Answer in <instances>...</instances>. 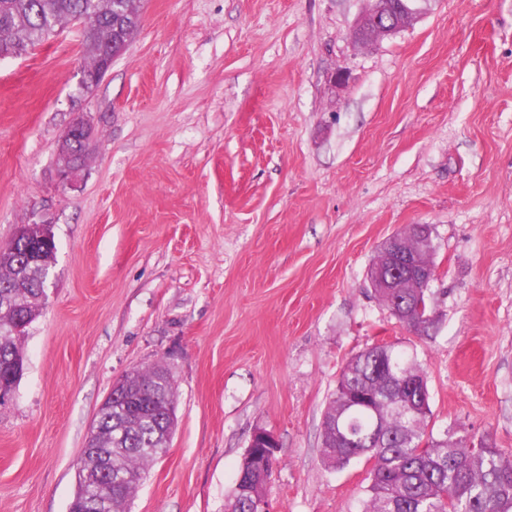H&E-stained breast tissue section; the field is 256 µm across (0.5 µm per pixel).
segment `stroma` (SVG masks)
I'll return each instance as SVG.
<instances>
[{"instance_id":"1","label":"stroma","mask_w":512,"mask_h":512,"mask_svg":"<svg viewBox=\"0 0 512 512\" xmlns=\"http://www.w3.org/2000/svg\"><path fill=\"white\" fill-rule=\"evenodd\" d=\"M367 0H141L92 92L84 30L0 59V246L52 226L46 304L0 406V512H68L96 413L134 368L175 382L177 427L127 512H225L254 430L268 512H361L370 465L322 459L352 355L391 343L426 372L434 437L512 456V0H418L372 44ZM94 137L63 186L61 139ZM432 230L431 337L368 270ZM22 238L24 241L35 240L44 243H50L54 241V235L51 230L50 224H43L37 222H28L27 224H20L16 227L14 236L5 248L0 247V251H4L12 246L15 242ZM257 448L263 451V459L261 461V464L263 465L266 458H271L276 452L278 444L271 433L265 430H257L252 434L246 449L245 459L247 461H253L258 458V456L255 455V450Z\"/></svg>"}]
</instances>
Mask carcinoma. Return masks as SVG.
<instances>
[{"label": "carcinoma", "mask_w": 512, "mask_h": 512, "mask_svg": "<svg viewBox=\"0 0 512 512\" xmlns=\"http://www.w3.org/2000/svg\"><path fill=\"white\" fill-rule=\"evenodd\" d=\"M114 0H0V49L26 53L73 18L85 25L84 59L92 65L101 43L112 47L137 30L139 12H130V28L114 25ZM423 264L435 274L431 235L415 227L405 231ZM30 245L0 254V295L7 292L16 265L27 259ZM40 278L18 294L14 306L0 307V328L25 315L28 305L42 306ZM401 323L420 337L430 336V283L408 288L374 289ZM24 370L20 337L0 342V381ZM160 367L134 369L112 387L101 406L98 430L87 440L85 467L78 473L69 512H125L146 468L164 452L163 422L175 413L174 385ZM430 415L426 375L416 360L391 344L374 345L346 362L336 392L322 420V456L328 466L343 468L354 458L371 463V482L362 512H512V457L485 443L476 448L467 436L436 439L426 434ZM352 432L353 447H337L333 423ZM273 463L254 473L244 470L242 484L257 497H233L227 512H261L266 474Z\"/></svg>", "instance_id": "cac0c4a2"}]
</instances>
